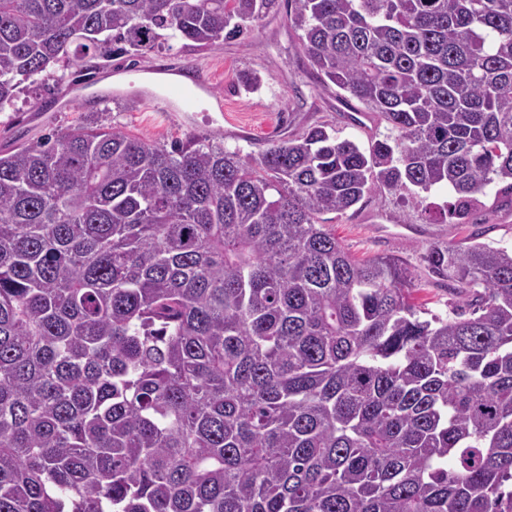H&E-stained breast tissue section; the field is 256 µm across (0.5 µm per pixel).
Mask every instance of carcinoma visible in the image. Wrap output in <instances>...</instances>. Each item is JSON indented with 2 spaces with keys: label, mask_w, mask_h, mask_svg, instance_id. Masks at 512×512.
<instances>
[{
  "label": "carcinoma",
  "mask_w": 512,
  "mask_h": 512,
  "mask_svg": "<svg viewBox=\"0 0 512 512\" xmlns=\"http://www.w3.org/2000/svg\"><path fill=\"white\" fill-rule=\"evenodd\" d=\"M310 67L383 119L241 159L98 119L0 154V512H512V251L393 257L319 222L445 187L512 194V0H0V112L281 6Z\"/></svg>",
  "instance_id": "1"
}]
</instances>
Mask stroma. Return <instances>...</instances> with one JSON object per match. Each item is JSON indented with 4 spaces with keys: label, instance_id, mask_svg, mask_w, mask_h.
I'll use <instances>...</instances> for the list:
<instances>
[{
    "label": "stroma",
    "instance_id": "stroma-1",
    "mask_svg": "<svg viewBox=\"0 0 512 512\" xmlns=\"http://www.w3.org/2000/svg\"><path fill=\"white\" fill-rule=\"evenodd\" d=\"M169 62H191L204 68L215 96L224 101L223 111L213 110L206 100L193 112L169 117L126 97L85 107L75 102L61 111L43 110L39 107L45 99L43 90L28 84L15 107L0 112V154L92 114L114 129L150 143L219 142L225 150L239 152L244 158L313 125L326 126L339 138L364 149L387 132L386 123L378 116H363L356 99L340 98L322 89L299 51L297 33L282 9L270 12L248 36L202 50L171 40L140 58L138 66L159 68ZM248 73L261 78L252 91L243 87L242 78ZM324 219L354 258L400 259L412 275L414 302L430 317L447 316L458 301L453 283L428 269L424 256L430 245L476 240L512 249V195L502 193L496 184L480 195L463 224L454 218L443 224L430 223L423 208L380 188L345 214L328 213Z\"/></svg>",
    "mask_w": 512,
    "mask_h": 512
}]
</instances>
